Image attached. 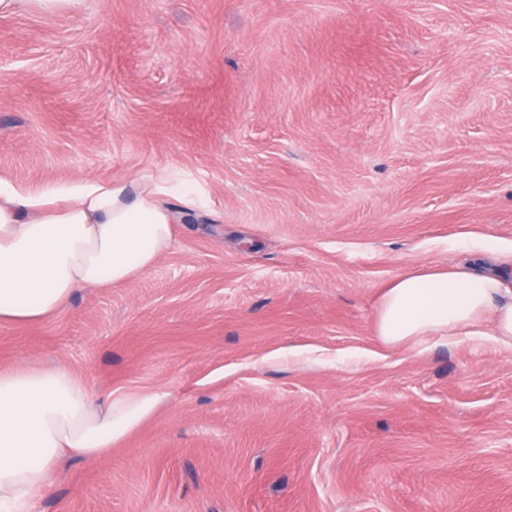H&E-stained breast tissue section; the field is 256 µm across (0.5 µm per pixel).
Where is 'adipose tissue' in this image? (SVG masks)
Masks as SVG:
<instances>
[{"instance_id": "adipose-tissue-1", "label": "adipose tissue", "mask_w": 512, "mask_h": 512, "mask_svg": "<svg viewBox=\"0 0 512 512\" xmlns=\"http://www.w3.org/2000/svg\"><path fill=\"white\" fill-rule=\"evenodd\" d=\"M170 186L79 182L22 194L0 185V324L56 316L80 288L149 270L172 242ZM512 346V280L464 262L397 277L383 292L375 331L397 346L428 336H476ZM163 391L99 394L61 365L0 370V512H25L51 490L59 461L94 458L135 429Z\"/></svg>"}]
</instances>
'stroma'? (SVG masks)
Listing matches in <instances>:
<instances>
[{
    "mask_svg": "<svg viewBox=\"0 0 512 512\" xmlns=\"http://www.w3.org/2000/svg\"><path fill=\"white\" fill-rule=\"evenodd\" d=\"M160 176L146 273L0 324L167 402L30 512H512V348L375 333L481 238L512 275V0H81L0 16V184Z\"/></svg>",
    "mask_w": 512,
    "mask_h": 512,
    "instance_id": "1",
    "label": "stroma"
}]
</instances>
